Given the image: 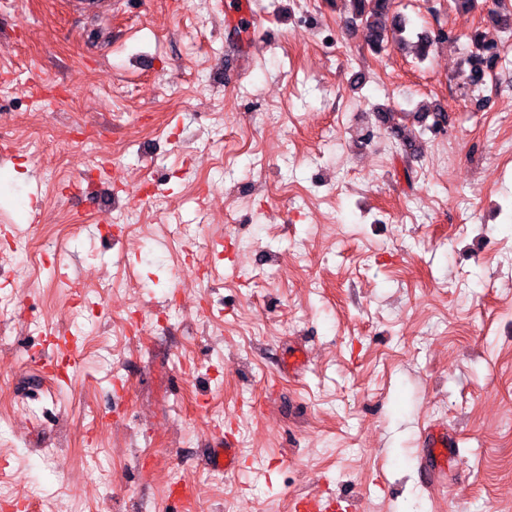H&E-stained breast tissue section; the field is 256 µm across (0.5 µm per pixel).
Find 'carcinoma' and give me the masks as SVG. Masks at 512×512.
Segmentation results:
<instances>
[{"mask_svg": "<svg viewBox=\"0 0 512 512\" xmlns=\"http://www.w3.org/2000/svg\"><path fill=\"white\" fill-rule=\"evenodd\" d=\"M353 11L349 23L360 30L366 44L377 54L391 46L406 45L408 22L400 15L391 13V0H352ZM486 22L512 37V9L506 7L505 0H497L494 8L487 11ZM454 37L451 30L438 31L435 35H421L417 41V54L424 58L435 44L442 42L443 36ZM471 48L469 61L474 74L473 81L483 82L498 64L504 61L500 49L485 40L481 29H475L468 37ZM420 133H433L448 123V115L443 112L427 111L418 117Z\"/></svg>", "mask_w": 512, "mask_h": 512, "instance_id": "1", "label": "carcinoma"}]
</instances>
